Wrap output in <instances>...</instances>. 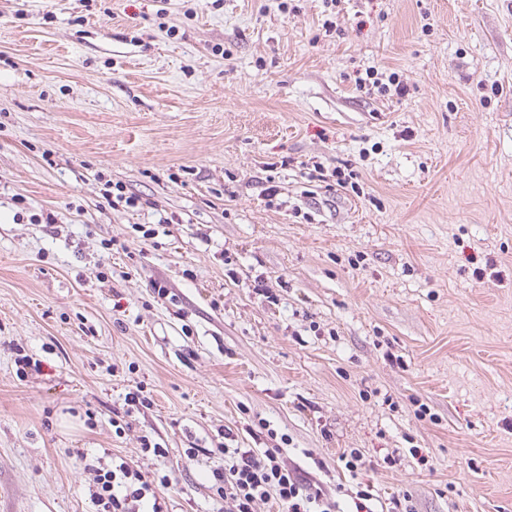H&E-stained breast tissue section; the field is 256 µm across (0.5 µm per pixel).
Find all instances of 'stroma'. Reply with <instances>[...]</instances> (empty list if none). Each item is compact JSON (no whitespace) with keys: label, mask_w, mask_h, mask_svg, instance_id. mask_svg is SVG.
Here are the masks:
<instances>
[{"label":"stroma","mask_w":512,"mask_h":512,"mask_svg":"<svg viewBox=\"0 0 512 512\" xmlns=\"http://www.w3.org/2000/svg\"><path fill=\"white\" fill-rule=\"evenodd\" d=\"M78 448L512 512V0H0V512H92Z\"/></svg>","instance_id":"35a3bbf8"}]
</instances>
